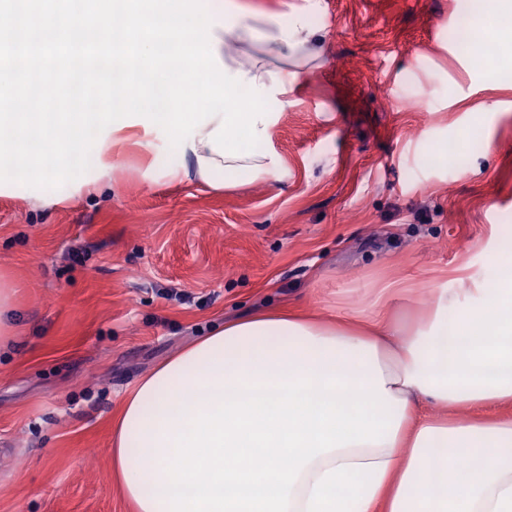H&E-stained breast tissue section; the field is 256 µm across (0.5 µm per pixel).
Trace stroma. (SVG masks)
Segmentation results:
<instances>
[{
  "instance_id": "35a3bbf8",
  "label": "stroma",
  "mask_w": 512,
  "mask_h": 512,
  "mask_svg": "<svg viewBox=\"0 0 512 512\" xmlns=\"http://www.w3.org/2000/svg\"><path fill=\"white\" fill-rule=\"evenodd\" d=\"M309 1L325 51L288 93L279 177L213 189L164 131H105L74 181L0 192V512H135L113 422L215 323L281 306L412 318L429 289L461 302L492 276L512 239V70L490 81L449 38L474 0ZM470 126L464 152L432 161Z\"/></svg>"
}]
</instances>
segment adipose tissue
Instances as JSON below:
<instances>
[{
    "label": "adipose tissue",
    "instance_id": "1",
    "mask_svg": "<svg viewBox=\"0 0 512 512\" xmlns=\"http://www.w3.org/2000/svg\"><path fill=\"white\" fill-rule=\"evenodd\" d=\"M213 48L288 103L321 36L306 8L221 0ZM184 152L232 188L283 168L267 148ZM464 304L431 289L423 312L325 321L284 307L214 327L142 377L112 431V469L135 512H512V241ZM443 408L422 413L423 404Z\"/></svg>",
    "mask_w": 512,
    "mask_h": 512
}]
</instances>
